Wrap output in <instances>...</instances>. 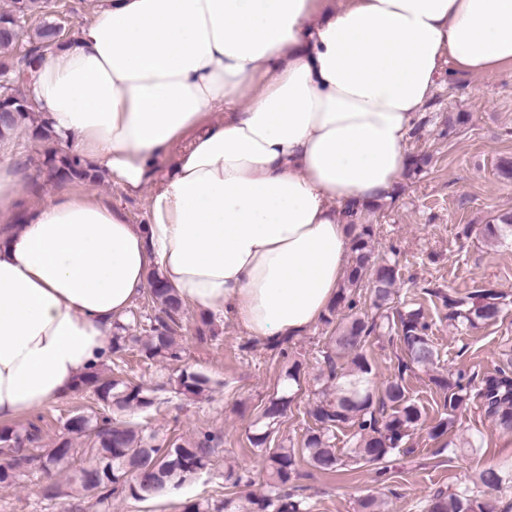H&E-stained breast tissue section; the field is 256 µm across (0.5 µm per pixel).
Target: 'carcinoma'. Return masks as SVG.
Segmentation results:
<instances>
[{"mask_svg":"<svg viewBox=\"0 0 512 512\" xmlns=\"http://www.w3.org/2000/svg\"><path fill=\"white\" fill-rule=\"evenodd\" d=\"M45 0H11V9L0 12V105L5 112L0 115V137L4 130H16L28 123L33 136L51 141L53 135L44 121L38 120L25 95L14 92L11 78L28 67L30 60L57 44L53 25L41 22L30 36L31 53L19 60L12 55L14 19L40 16ZM41 167L56 182L96 183L101 175L84 167L77 155L62 148H51L43 155ZM352 232L349 270L340 286L336 299L324 318L333 323L330 315L335 311L356 308L354 295L364 283L371 285L372 307L375 313L351 314L336 323L331 336L334 353L325 356L327 372L324 388L308 408L307 415L316 428L307 433L299 448L281 441L270 448V436L281 418L288 414L294 401L293 386L300 385L301 365L293 363L285 373V386L279 396L265 403L258 432L249 436L252 445L263 453L268 493L262 496L247 494L238 501L227 497L217 512H306L304 501L288 485L299 476V465L307 462L316 471L335 475L349 464H380L405 447L418 426L423 424V410L411 398L405 375L415 371L430 373V381L443 393V409L429 435L439 439L447 435L455 424L458 412L470 400L473 377L463 370L452 374L436 372L438 352L426 331L424 311L414 301L404 303V309L390 315L393 309L394 287L399 277L397 260L380 257L374 251V225L350 224ZM488 238H512V212L495 215L485 226ZM146 295L157 306L159 315L150 326L149 335L132 336L122 322L115 324L109 372L94 369L85 374L77 390L91 393L97 409L79 411L63 423L64 429L74 435L92 438L88 449L91 464L77 470L70 490L96 499L105 505L118 493H127L138 501L161 499L169 496L210 465L211 449L222 443L216 433L201 432L192 440L177 438L163 443L156 435L144 434L130 424H118L111 415L126 410L149 412L156 404L149 389L130 381L125 376V355L138 350L148 360L179 362L182 349L176 340L172 324L183 311L182 302L167 288L157 271L150 272ZM448 306V320L462 329L496 323L508 306L506 297L491 289L467 294L444 295ZM380 329L397 330L404 358L399 361V373L382 386L371 378L372 365L365 354V346L372 334ZM348 359V366H337V360ZM501 366L495 373L485 376L478 394L483 399L487 413L493 417L502 432L512 431V349L500 353ZM175 392L186 397L202 398L209 390V379L187 369L170 379ZM352 429L349 450L341 456L336 452V430ZM40 429L32 424L24 433L14 428H0V452L9 462L0 464V484H13L26 470H37L46 475L67 467L79 449L71 438L60 439L39 455H22V444L35 443ZM224 481L234 488L250 484L249 475L232 464L225 467ZM504 472L493 466L481 470L476 480L479 491L468 488L459 491L436 490L430 497L426 512H496V502L488 493L501 487Z\"/></svg>","mask_w":512,"mask_h":512,"instance_id":"1","label":"carcinoma"}]
</instances>
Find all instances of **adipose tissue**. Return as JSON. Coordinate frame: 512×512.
I'll return each mask as SVG.
<instances>
[{
  "label": "adipose tissue",
  "mask_w": 512,
  "mask_h": 512,
  "mask_svg": "<svg viewBox=\"0 0 512 512\" xmlns=\"http://www.w3.org/2000/svg\"><path fill=\"white\" fill-rule=\"evenodd\" d=\"M445 62L512 69V0H95L26 94L83 165L151 187L147 221L71 188L17 213L0 139V424L105 360L154 269L270 345L317 322L345 204L401 180Z\"/></svg>",
  "instance_id": "ef3b65f1"
}]
</instances>
